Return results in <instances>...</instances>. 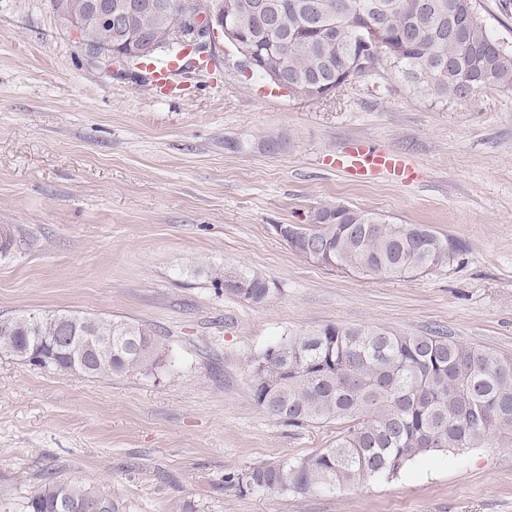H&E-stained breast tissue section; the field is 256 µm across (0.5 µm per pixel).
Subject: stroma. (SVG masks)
<instances>
[{
  "label": "stroma",
  "instance_id": "1",
  "mask_svg": "<svg viewBox=\"0 0 512 512\" xmlns=\"http://www.w3.org/2000/svg\"><path fill=\"white\" fill-rule=\"evenodd\" d=\"M213 51L218 66L185 69L168 96L105 70L49 0H0V227L23 243L0 258V319L142 323L172 363L104 378L0 354V505L19 508L49 471L108 492L116 512H512V447L497 445L305 494L224 482L342 429L255 404L252 364L288 334L436 330L512 356V90L434 104L386 70L301 102L239 72L223 39ZM361 141L412 181L337 169ZM336 203L429 225L461 243L459 262L368 279L305 261L274 230ZM241 268L270 281L266 302L214 285L212 270Z\"/></svg>",
  "mask_w": 512,
  "mask_h": 512
}]
</instances>
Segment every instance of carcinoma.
I'll return each instance as SVG.
<instances>
[{"instance_id":"obj_1","label":"carcinoma","mask_w":512,"mask_h":512,"mask_svg":"<svg viewBox=\"0 0 512 512\" xmlns=\"http://www.w3.org/2000/svg\"><path fill=\"white\" fill-rule=\"evenodd\" d=\"M257 2L236 18L241 36L258 41L267 67L281 71L299 101L337 95L368 71L360 49L375 48L419 97L463 102L489 84L512 89V49L487 29L476 0H238ZM100 52L144 38L170 55L171 33L199 5L129 15L120 28L102 24L92 0H51ZM360 33L372 44L359 46ZM318 223L293 224L285 241L302 256L317 249L321 266L371 278L413 277L452 268L462 252L425 224L341 204L314 209ZM224 293L262 303L270 282L249 270L216 271ZM112 337V350L91 354ZM166 347L151 328L122 319L54 312L0 320V353L34 366L90 376L151 373ZM257 406L290 426L336 421L347 426L332 446L283 459L224 483L239 490L305 493L397 475L428 452L496 443L512 447V357L463 345L438 332L409 336L386 328L326 325L266 349L251 369ZM21 512H115L112 497L80 483L45 479Z\"/></svg>"}]
</instances>
